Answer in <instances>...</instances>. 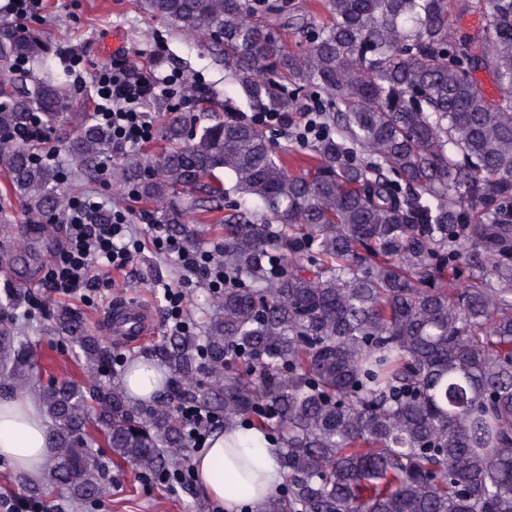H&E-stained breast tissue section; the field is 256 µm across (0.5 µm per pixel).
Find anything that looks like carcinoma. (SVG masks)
<instances>
[{"mask_svg": "<svg viewBox=\"0 0 512 512\" xmlns=\"http://www.w3.org/2000/svg\"><path fill=\"white\" fill-rule=\"evenodd\" d=\"M150 16L204 33L237 91L233 111L292 112L304 91L327 96L332 133L297 173L263 128L166 109L169 147L119 168L120 189L197 241L202 212L223 229L224 295L197 334H170L146 355L164 390L131 399L112 347L60 305L45 331L82 352L100 379L39 390L51 423L54 487L71 500L106 490L112 456L156 477L190 465L178 409L212 419L211 434L249 423L281 442L285 483L260 512H512V0H319L320 25L296 53L277 29H301L288 4L141 0ZM476 14L454 37L451 9ZM33 32L0 34V166L4 193L40 216L64 204L60 164L31 114L53 125L60 74L17 82L20 59L44 63ZM495 78L489 98L473 79ZM112 143L88 118L68 153L85 171ZM233 185L226 187L225 179ZM234 192L261 204L219 212ZM24 288L0 298V387L41 368L14 332Z\"/></svg>", "mask_w": 512, "mask_h": 512, "instance_id": "cac0c4a2", "label": "carcinoma"}]
</instances>
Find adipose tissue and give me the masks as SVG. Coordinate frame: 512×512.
<instances>
[{
    "label": "adipose tissue",
    "mask_w": 512,
    "mask_h": 512,
    "mask_svg": "<svg viewBox=\"0 0 512 512\" xmlns=\"http://www.w3.org/2000/svg\"><path fill=\"white\" fill-rule=\"evenodd\" d=\"M163 378L154 364L140 359L124 374L123 383L132 399L144 400L160 391ZM50 451V427L39 405L24 396L0 397V458L36 478ZM193 468L199 491L225 512H240L245 504L254 510L284 479L278 448L254 426L213 435Z\"/></svg>",
    "instance_id": "obj_1"
}]
</instances>
